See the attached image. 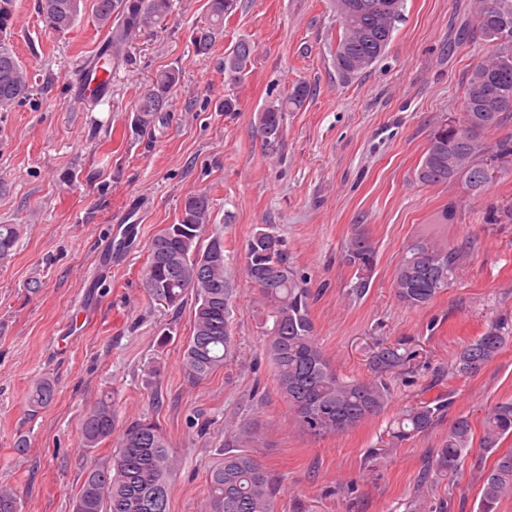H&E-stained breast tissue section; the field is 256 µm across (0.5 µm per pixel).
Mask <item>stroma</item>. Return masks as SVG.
<instances>
[{"instance_id":"1","label":"stroma","mask_w":512,"mask_h":512,"mask_svg":"<svg viewBox=\"0 0 512 512\" xmlns=\"http://www.w3.org/2000/svg\"><path fill=\"white\" fill-rule=\"evenodd\" d=\"M173 3L165 29L142 36L113 74L110 97L89 104L71 88L106 37L92 11L58 36L44 31L36 0H16L10 43L34 90L0 112V224L20 227L14 254L0 262V487L16 492L22 512H72L87 463L112 454L107 441L79 446L83 413L107 396L120 419L156 421L181 458L172 512H201L207 473L238 422L262 432L250 453L280 484L277 512H428L442 499L450 512H477L481 475L493 462L484 449L469 448L453 478L424 484L420 476L457 417L478 432L488 409L512 399V340L475 376L448 372L491 316L512 315V224L489 220L512 203V175L477 196L459 183L415 178L431 131L458 118L468 73L487 50L460 36L473 0H405L383 57L348 83L330 53L334 0H239L206 60L191 32L207 0ZM241 40L255 58L230 85L220 63ZM171 66L181 77L162 125L133 135L139 95ZM299 80L315 94L288 113L279 149L266 150L259 113ZM228 95L237 111H222ZM197 191L211 200L206 235L224 238L237 355L193 384L182 371L191 309L158 305L142 278L152 239L178 223L184 197ZM450 206L449 244L474 250L430 304L407 307L392 288L402 249ZM267 224L310 282L315 336L340 374L370 379L386 345L400 342L413 354L386 377V410L355 429L301 432L277 387L263 309L243 271L247 239ZM358 225L378 250L361 298L349 294L354 270L342 258ZM42 380L56 392L34 414L29 394ZM440 396L451 405L431 430L389 444L392 417ZM21 438L26 447H17Z\"/></svg>"}]
</instances>
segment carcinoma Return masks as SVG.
<instances>
[{
  "label": "carcinoma",
  "mask_w": 512,
  "mask_h": 512,
  "mask_svg": "<svg viewBox=\"0 0 512 512\" xmlns=\"http://www.w3.org/2000/svg\"><path fill=\"white\" fill-rule=\"evenodd\" d=\"M16 0H0V112L10 110L31 88V76L3 33L15 24ZM83 0H38V13L46 29L64 34L76 24ZM339 28L332 48L336 74L344 82L365 73L385 53L396 24L402 18L404 0H335ZM173 0H94L97 24L110 30L108 42L96 55L103 72H112L128 58V50L146 31L163 25ZM237 9V0H208L207 18L193 29L191 41L199 55H206L223 34L224 21ZM463 36L491 46L472 66L460 105L461 118L441 123L431 133L428 148L415 170L423 185L462 182L477 195L489 184L483 176L484 135L512 116V0H475L472 21ZM254 46L237 42L224 53L225 81H242L252 63ZM179 71L157 73L140 95L132 132L155 126L166 110ZM313 96L306 81L259 113L260 129L283 137L286 113L301 109ZM212 206L204 191L184 198L182 219L169 224L150 243L143 285L160 304L179 311L191 303L193 330L183 351L182 370L191 383L206 380L234 359L237 346L231 330L233 291L225 274L224 260L198 270V258L214 246H224L216 236L202 243ZM18 239L13 224H0V260L11 255ZM470 251L468 246H449L432 231L413 238L403 248L393 288L405 305L421 308L432 302L457 277ZM344 260L354 269L351 294L366 293L376 265L375 243L356 227L344 246ZM244 273L258 292L271 319L266 352L274 365L280 393L288 401L298 427L312 437L344 433L383 412L390 400L382 374L406 360L397 346L381 348L373 357L376 376L347 380L316 341L310 309L314 293L306 278L288 262L283 238L272 227H261L246 241ZM512 337V316L498 315L487 321L480 336L460 347L450 371L468 378L492 361ZM55 396L50 381L37 384L31 406L49 404ZM450 405L449 399L421 401L407 407L389 426L394 444L427 433ZM119 416L112 400L102 398L84 413L80 429L82 448H96L118 435L112 456L104 465L86 467L72 498L73 512H170V484L178 459L162 428L145 419L132 420L117 432ZM512 437V401L495 404L483 418L480 447L494 453ZM468 417H458L440 448L433 452L425 478L456 474L465 451L473 444ZM258 441L248 424L236 426L224 442V458L208 472L205 512H275L279 494L276 478L245 448ZM512 495V451L496 456L482 473L477 512H496L499 501ZM0 512H21V503L10 489L0 488Z\"/></svg>",
  "instance_id": "1"
}]
</instances>
